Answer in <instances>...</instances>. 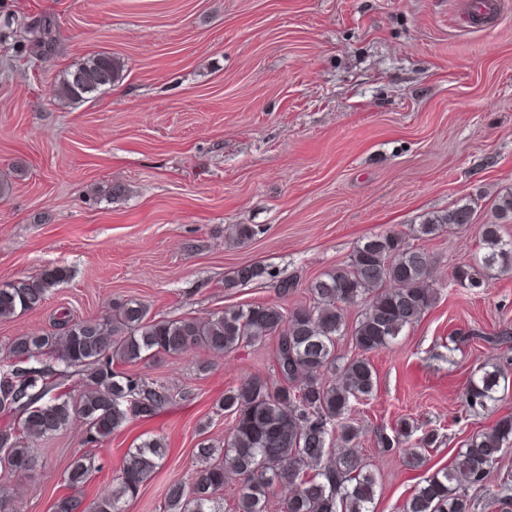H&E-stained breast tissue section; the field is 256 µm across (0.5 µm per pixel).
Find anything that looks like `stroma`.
<instances>
[{
    "mask_svg": "<svg viewBox=\"0 0 512 512\" xmlns=\"http://www.w3.org/2000/svg\"><path fill=\"white\" fill-rule=\"evenodd\" d=\"M463 2L0 0V180L11 185L0 202V284L68 271L42 308L0 318V345L129 297L158 319L291 308L363 237L406 234L470 205L473 225L426 241L436 300L393 345L369 353L377 386L350 416L377 477L373 512H401L424 477L512 414V351L456 340L512 326V272L480 290L451 279L480 255L479 227L512 191V0L487 25ZM46 17L57 42L37 54L22 34ZM97 51L120 59L121 78L87 102L55 100L59 75ZM115 184L125 192L108 198ZM236 224L254 225L255 236L235 243ZM246 265L264 276L225 287ZM283 280L298 290L281 296ZM273 359L269 341L134 365L195 398L115 431L103 472L80 496H110L128 448L160 436L168 455L125 509L161 512L165 486L193 464L200 425L216 441L232 426L216 399L246 377H271ZM493 362L506 373L499 402L468 409L467 381ZM403 418L437 434L417 466L402 446L378 443ZM84 440L75 425L41 447L20 512H53Z\"/></svg>",
    "mask_w": 512,
    "mask_h": 512,
    "instance_id": "obj_1",
    "label": "stroma"
}]
</instances>
